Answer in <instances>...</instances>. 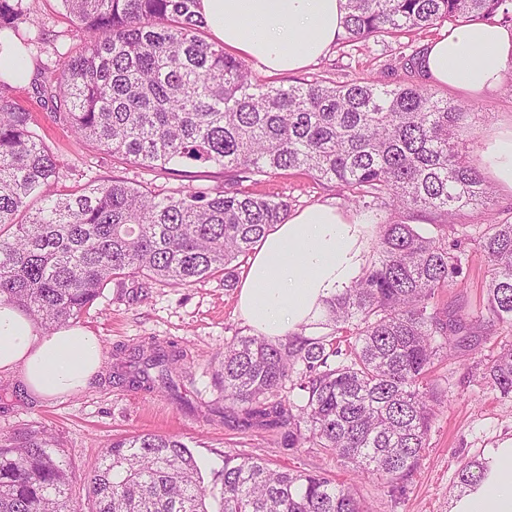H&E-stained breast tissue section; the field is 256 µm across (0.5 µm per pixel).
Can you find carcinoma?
<instances>
[{"mask_svg": "<svg viewBox=\"0 0 512 512\" xmlns=\"http://www.w3.org/2000/svg\"><path fill=\"white\" fill-rule=\"evenodd\" d=\"M88 40L56 53L58 68L33 92L56 121L112 156L148 168L192 161L230 168L253 183L298 170L346 193L360 212H429L440 225L486 209L493 187L467 156L474 105L430 88L376 79L261 82L224 45L202 39L197 0H63ZM341 44L396 37L446 22L512 23V0H347ZM39 27L22 0H0V29L23 43L18 21ZM0 72V299L47 332L78 319L111 281L143 277L190 286L246 256L288 203L248 191L184 187L156 198L114 178L50 194L64 166L33 113L13 101ZM488 263L484 310L439 309L467 254L459 241L421 234L401 219L380 223L363 275L326 301L318 336L272 341L236 336L216 378L223 417L288 428L289 449L323 448L394 490L428 447L437 390L435 360L485 320L505 340L483 369L512 395V223L484 224L472 238ZM175 345H139L122 373L128 385L174 389ZM297 390L304 404L286 401ZM51 438L23 433L0 446V512H83ZM482 460L459 472L466 486ZM370 512L353 485L324 474L276 470L224 453L212 486L186 444L138 433L115 439L88 479L92 512Z\"/></svg>", "mask_w": 512, "mask_h": 512, "instance_id": "1", "label": "carcinoma"}]
</instances>
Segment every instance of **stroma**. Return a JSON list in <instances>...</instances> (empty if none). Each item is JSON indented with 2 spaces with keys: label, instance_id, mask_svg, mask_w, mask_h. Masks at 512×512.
<instances>
[{
  "label": "stroma",
  "instance_id": "stroma-1",
  "mask_svg": "<svg viewBox=\"0 0 512 512\" xmlns=\"http://www.w3.org/2000/svg\"><path fill=\"white\" fill-rule=\"evenodd\" d=\"M47 38L42 47H30L31 72L15 96L31 108L46 128L47 142L68 170L63 188L80 186L92 179L125 180L149 187L165 196L181 186L226 187L232 174L218 166L189 163L179 173L141 168L113 161L111 155L85 142L67 127L56 124L48 111L38 107L30 92L41 81L44 68L53 67L54 43L79 46L84 35L71 21L61 0H23ZM438 29L409 32L400 40L348 46L336 45L329 53L301 71V78L323 75L335 82L355 78H378L388 85L422 83L420 73L409 74L393 61L400 46L422 50L438 37ZM480 114L477 142L470 152L473 164H481L486 145L512 131V93L474 98ZM258 191L278 194L287 201L289 214L316 205L346 208L336 188L326 186L292 170L263 178ZM494 204L486 210H464L455 224L437 229L432 215L411 214L410 220L430 234L449 237L472 235L479 225L512 222V189L496 186ZM469 262L462 284L439 293V308L452 309L465 303L478 308L485 296L487 262L474 244H467ZM237 288L225 287L223 277H212L187 287L142 278L115 280L106 285L79 326L100 337L103 368L80 393L47 400L31 393L18 375L0 376V442L21 432L40 430L53 441L57 457L69 464L73 490L81 492L85 478L99 462L113 438L153 432L176 437L197 458L205 482L224 465L225 452L264 459L271 467L306 473H325L337 481L353 484L372 512H448L452 497L460 490L458 473L471 459L512 438V397L485 383L482 369L494 353L495 338L481 326L465 337L452 360L436 363L430 378L441 394V403L429 435V446L403 492L391 493L380 481L354 477L347 463L322 449L291 450L284 445V429L246 426L219 415L224 395L215 385V370L224 346L233 336L250 334L237 309ZM155 340L174 342L183 350V376L177 394L157 389H134L112 378L116 349Z\"/></svg>",
  "mask_w": 512,
  "mask_h": 512
}]
</instances>
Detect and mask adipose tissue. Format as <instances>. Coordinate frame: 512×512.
Segmentation results:
<instances>
[{
	"label": "adipose tissue",
	"mask_w": 512,
	"mask_h": 512,
	"mask_svg": "<svg viewBox=\"0 0 512 512\" xmlns=\"http://www.w3.org/2000/svg\"><path fill=\"white\" fill-rule=\"evenodd\" d=\"M346 0H199L196 12L225 48L272 73L296 72L326 54L343 33ZM512 60V28L462 24L428 43L422 76L429 83L481 96L500 90ZM372 226L367 217L315 205L275 225L250 256L238 310L255 333L281 338L318 323L325 302L361 276ZM102 365L92 331L50 333L15 305L0 304V374L19 372L49 398L84 390ZM450 512H512V439L491 449L480 478L456 494Z\"/></svg>",
	"instance_id": "adipose-tissue-1"
}]
</instances>
